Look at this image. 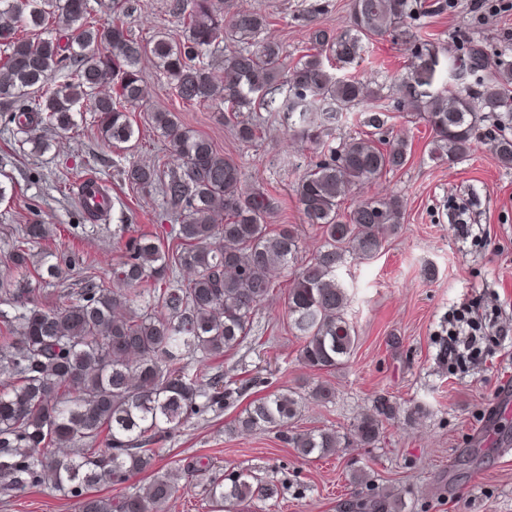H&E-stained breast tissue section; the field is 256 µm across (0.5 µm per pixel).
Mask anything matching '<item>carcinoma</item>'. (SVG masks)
Wrapping results in <instances>:
<instances>
[{
	"instance_id": "1",
	"label": "carcinoma",
	"mask_w": 512,
	"mask_h": 512,
	"mask_svg": "<svg viewBox=\"0 0 512 512\" xmlns=\"http://www.w3.org/2000/svg\"><path fill=\"white\" fill-rule=\"evenodd\" d=\"M131 10V0H112V15L100 20L87 0H0V117L27 136L34 152L49 148L42 129L71 132L81 112L98 115L104 143L135 148L140 129L130 113L146 97L139 69L145 57L166 73L183 102L222 101L224 120L242 144L262 139L250 116L257 110L277 113L317 146L322 128L356 110L372 132L325 147L300 177L299 210L321 230L323 245L299 267L295 225L268 224L273 198L245 187L239 164L172 112H151L147 119L168 140L176 166L131 162L120 174L140 190L160 186L182 223L162 237L126 239L112 264V286L89 277L78 291L63 294L60 309L42 308L27 269L31 246L51 236L47 224L26 225L0 254V495L51 482L78 512H162L179 486L173 471L154 470L153 445L192 417L243 396L247 386L211 372L210 361L248 336L253 314L273 294V272L294 276L286 304L300 360L325 372L347 362L356 336L338 270L349 258L377 257L405 215L397 193L341 211L352 188L404 168L409 151L404 131L382 137L387 119L375 105L380 90L330 69L354 62L374 39L415 38L407 20L418 12L416 0H353L349 27L334 38L311 31L312 52L291 70L279 42L258 40L270 24L259 11L169 0V13L186 24L184 38L158 34L138 41L126 27ZM227 40V77L220 82L203 56ZM413 55L392 91L408 115L431 127V155L450 165L465 160L479 125L490 119L486 138L498 162L512 168V70L483 43L470 41L465 67L478 88L450 89L436 86L439 47L424 43ZM61 69L68 70L63 83L55 79ZM303 408L305 397L288 388L250 403L235 430L287 428ZM392 416V406L377 401L353 424L360 444L377 442ZM288 440L305 458L327 457L341 444L331 428ZM148 471L151 481L133 492L95 493ZM208 494L217 512H241L245 503L278 499L281 489L252 469L233 468Z\"/></svg>"
}]
</instances>
